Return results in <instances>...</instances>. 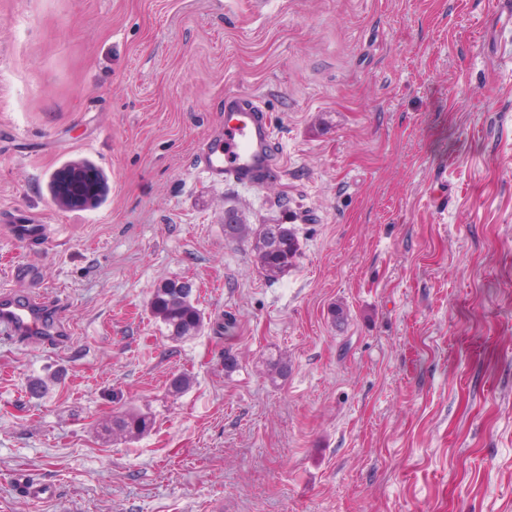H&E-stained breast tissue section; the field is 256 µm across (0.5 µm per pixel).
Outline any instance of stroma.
Listing matches in <instances>:
<instances>
[{
	"instance_id": "1",
	"label": "stroma",
	"mask_w": 512,
	"mask_h": 512,
	"mask_svg": "<svg viewBox=\"0 0 512 512\" xmlns=\"http://www.w3.org/2000/svg\"><path fill=\"white\" fill-rule=\"evenodd\" d=\"M501 10L0 0V288L59 305L72 336L0 339V512H512ZM228 92L271 118L283 173L265 188L196 170ZM77 166L96 192L59 205ZM228 211L295 230L288 274L225 240ZM19 215L47 238L16 241ZM22 265L39 280L13 279ZM166 280L192 282L207 322L178 344L147 310ZM181 372L194 383L175 397ZM125 409L154 430L102 440ZM26 477L52 495L26 497Z\"/></svg>"
}]
</instances>
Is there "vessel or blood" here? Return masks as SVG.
Masks as SVG:
<instances>
[{"label": "vessel or blood", "mask_w": 512, "mask_h": 512, "mask_svg": "<svg viewBox=\"0 0 512 512\" xmlns=\"http://www.w3.org/2000/svg\"><path fill=\"white\" fill-rule=\"evenodd\" d=\"M273 129L260 102L233 93L224 98V132L207 140L199 152L198 167L210 179L260 189L279 171ZM14 238L35 244L45 233L43 224L23 218L11 226ZM0 335L17 343L39 341L61 347L67 344V327L61 311L33 293L0 292Z\"/></svg>", "instance_id": "1"}]
</instances>
